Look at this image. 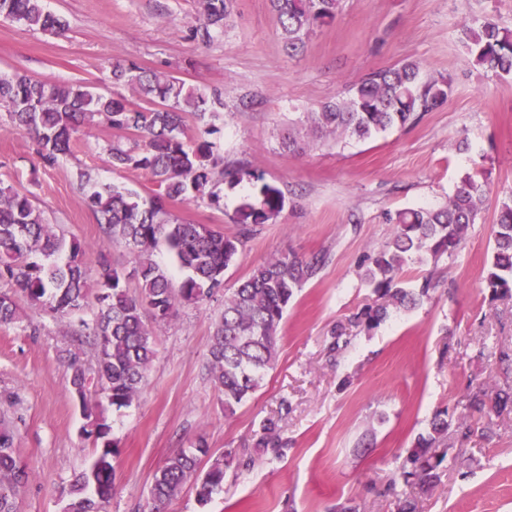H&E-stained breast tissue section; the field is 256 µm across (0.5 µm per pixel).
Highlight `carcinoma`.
<instances>
[{"instance_id": "cac0c4a2", "label": "carcinoma", "mask_w": 512, "mask_h": 512, "mask_svg": "<svg viewBox=\"0 0 512 512\" xmlns=\"http://www.w3.org/2000/svg\"><path fill=\"white\" fill-rule=\"evenodd\" d=\"M270 2L291 57L303 53L314 28L336 19L341 4V0ZM200 8L203 23L196 36L208 42L227 26L228 0H200ZM0 17L51 35L66 28L63 18L45 9L44 0H0ZM460 41L474 65L503 80L512 78V29L485 17L464 23ZM112 82L134 88L140 102L95 93L83 83H51L19 72L0 77V104L8 109L10 130L34 139L44 165L53 166L71 153L78 128L104 125L118 134L107 149L109 166L144 170L156 186L143 199L116 185L92 186L88 172L78 173L79 187L90 186L85 203L103 236L127 247L133 259L132 270L127 271L99 254V277L92 289L85 262L88 247L67 238L58 225L47 223L43 211L26 194L0 182V282L19 289L35 309L76 319L79 335L96 350L92 378L76 357L67 355L71 394L88 420L85 433L97 444V455L62 490L67 497L64 512H102L112 496V461L119 444L110 438L106 419L93 416L90 387H97L117 410L131 406L156 355V328L169 322L179 306L198 304L222 292L224 308L214 321L207 369L224 412H234L274 367L279 325L295 292L326 262L321 253L281 254L254 267L236 288L225 289V270L236 260L253 227L269 223L282 212L284 193L261 185L259 204L248 203L237 210L241 229L233 236L174 217L169 209L173 202L201 199L221 210L220 183L258 182L262 176L242 167L218 170L222 158L206 136L217 132L212 121L224 107L221 92L207 95L126 59L113 61ZM451 93L450 78L427 75L417 63L406 62L368 74L347 95L308 113L310 131L316 138L368 139L390 128L415 124ZM189 114L206 125L204 134L191 132ZM487 185L486 177L467 173L444 205L407 208L389 216L394 225L391 242L365 270V280L383 302L352 314L349 323L373 328L386 321L391 310L419 305L428 296L431 282L426 279L418 288L402 287L404 267L429 257L458 256L479 217ZM161 246L184 272L180 281H173L153 260ZM131 278L137 281L136 294L127 286ZM486 282L492 297L512 299V194L498 203ZM17 319L15 301L0 293V325ZM468 403L476 410L488 408L500 414L512 409V389L478 387L468 394ZM18 420V416H0V512H17V497L32 478L15 455L13 428ZM473 434L467 423H453L448 411L436 412L430 432L418 436L406 451L399 478L422 493L431 491L453 445L469 441ZM253 447L265 455L283 456L285 442L277 421L260 424L253 434ZM208 453L201 439L195 447L172 454L153 476L148 512H166L190 481L202 505L222 492L227 472L240 466L238 450L228 448L209 457V466L203 470L202 458Z\"/></svg>"}]
</instances>
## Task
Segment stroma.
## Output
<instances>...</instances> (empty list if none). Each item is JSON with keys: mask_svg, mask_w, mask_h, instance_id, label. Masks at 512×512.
Here are the masks:
<instances>
[{"mask_svg": "<svg viewBox=\"0 0 512 512\" xmlns=\"http://www.w3.org/2000/svg\"><path fill=\"white\" fill-rule=\"evenodd\" d=\"M45 5L66 21L62 35L0 18V76L21 71L110 94L112 62L126 58L204 92L223 91L212 139L225 165L245 164L286 196L275 220L255 226L225 272V288L288 251L326 256L288 305L274 368L234 414H225L207 371L219 297L179 307L158 329L156 358L131 407L118 411L91 394L120 442L106 512H144L153 476L170 455L201 439L214 456L251 447L269 417L288 442L283 457L256 455L204 507L186 484L168 512H336L347 501L359 512H397V496L412 494L402 484L396 494L387 491L399 457L443 409L454 420L491 425L494 434L449 453L440 482L415 496L417 512H512V413H478L465 399L478 386H512V373L480 354L512 348V300L492 299L485 286L497 202L512 194V83L474 66L459 40L461 24L473 17L512 28V0H342L335 21L316 28L298 57L283 46L270 0H231L228 27L209 42L193 36L202 22L199 0ZM406 61L451 79L443 106L366 140L309 136L308 113L367 74ZM7 123L0 105V182L28 194L49 223L88 245L89 272H97L102 253L131 267L129 251L103 238L76 182L84 169L99 183L151 194L149 173L108 165L114 132L82 129L72 152L45 168L33 139L7 131ZM291 132L306 139L303 152L282 149ZM478 170L489 173L490 190L464 250L452 260L408 265L403 274L408 286L432 277L430 299L376 328H349V347L332 358L333 326L375 300L364 261L389 242V214L443 205L460 177ZM223 193V209L197 200L174 202L170 211L237 234L236 211L258 191L241 183ZM14 300L18 320L0 327V401L12 397L24 418L15 446L33 479L18 509L63 512V487L96 452L64 357L77 352L90 368L94 352L78 341L74 320L30 309L22 295Z\"/></svg>", "mask_w": 512, "mask_h": 512, "instance_id": "1", "label": "stroma"}]
</instances>
